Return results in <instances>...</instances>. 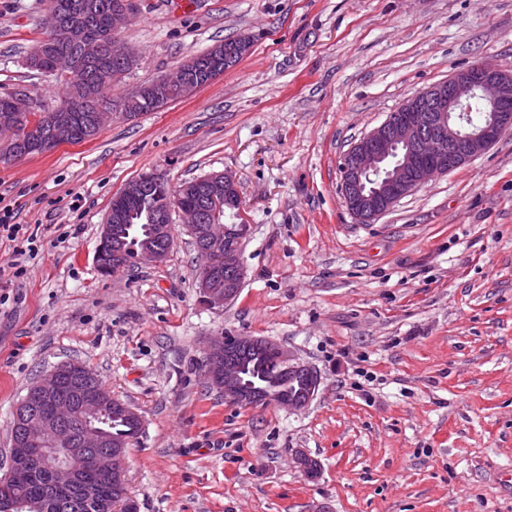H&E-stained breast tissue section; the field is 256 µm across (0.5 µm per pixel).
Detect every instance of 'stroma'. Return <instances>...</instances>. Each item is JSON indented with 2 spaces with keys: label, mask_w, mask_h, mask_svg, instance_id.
Instances as JSON below:
<instances>
[{
  "label": "stroma",
  "mask_w": 512,
  "mask_h": 512,
  "mask_svg": "<svg viewBox=\"0 0 512 512\" xmlns=\"http://www.w3.org/2000/svg\"><path fill=\"white\" fill-rule=\"evenodd\" d=\"M48 7L0 0V93L52 108L61 79L26 65ZM242 33L253 50L224 74L120 115ZM119 38L135 59L96 136L20 158L0 136V203L41 243L20 278L0 244V470L30 385L79 360L143 418L138 512H512V131L374 222L337 190L344 154L407 99L478 63L512 69V0H132ZM224 171L250 226L232 303L202 302L177 217L163 262L99 272L128 182ZM216 336L275 341L318 371L317 395L297 412L230 403L202 367ZM198 69L194 66H184L178 70H174L167 77L168 81L177 82V83H169L165 86L166 92L162 93L161 98L155 100L151 103H146L139 98L136 93L131 94L126 99L123 100L122 103V111L123 114L127 117H134L136 115L132 114V112L142 113V112H152L158 110L159 108L164 107L169 102H173L178 100L181 96L180 89L178 83H180L181 88L183 89L186 95H190L195 90L199 89L202 85L206 83L198 84L199 78L197 80Z\"/></svg>",
  "instance_id": "35a3bbf8"
}]
</instances>
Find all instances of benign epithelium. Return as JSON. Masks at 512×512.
I'll return each instance as SVG.
<instances>
[{
  "mask_svg": "<svg viewBox=\"0 0 512 512\" xmlns=\"http://www.w3.org/2000/svg\"><path fill=\"white\" fill-rule=\"evenodd\" d=\"M90 0H55L49 11L54 20L53 29L64 30L65 21L89 9ZM131 0H114L112 4V31L116 35L130 17ZM198 69L184 66L171 72L168 80L180 84L189 95L200 88ZM480 98L488 116L474 131L466 132L461 122L466 120L469 103ZM512 130V71L495 65L471 66L456 72L407 100L399 109V117L387 119L374 128L345 153L340 164L339 191L356 220L371 223L390 210L402 198L423 187L434 177L462 167L473 157L485 152L505 132ZM11 134V149L48 151L67 138L66 124L53 139L43 137L32 123L19 124L14 120L0 123V132ZM184 193H204L212 200L226 192L241 199L236 177L211 173L181 187ZM151 208L148 200L136 191V184L126 185L112 198V219L105 220L100 241L112 243L113 256L123 253L121 228L137 211ZM200 248L206 265L198 288L204 303L222 307L239 294V284L245 278L242 260L243 239L248 226L231 232L225 227L203 224L196 213L187 208H175ZM153 236L165 238L171 234L172 211H153ZM167 252L145 248L135 257V263H161ZM234 272L235 279L224 280V270ZM241 343L254 344L275 354L278 373L302 374L306 378L303 395L293 398L277 397L262 388L244 384L239 367L232 356V347ZM205 356L210 383L230 402L254 407L276 403L289 410L305 408L318 392L321 378L316 370L297 361L278 344L257 337L240 336L237 340L224 337L213 339ZM67 374L78 376L79 402L73 404L62 387ZM98 376L80 361L62 363L40 376L30 387L28 399L42 405L40 415L32 422L45 434L55 432L61 415L77 408L86 414L95 413L102 403L96 388ZM127 448L118 444L113 449L87 459L73 452L59 456L44 466L53 475L52 487L57 492L76 491L87 499L95 498V487L81 483L80 472L91 466L103 475L122 480L125 477ZM40 466V452L16 441L10 450V470L23 474Z\"/></svg>",
  "mask_w": 512,
  "mask_h": 512,
  "instance_id": "obj_1",
  "label": "benign epithelium"
}]
</instances>
